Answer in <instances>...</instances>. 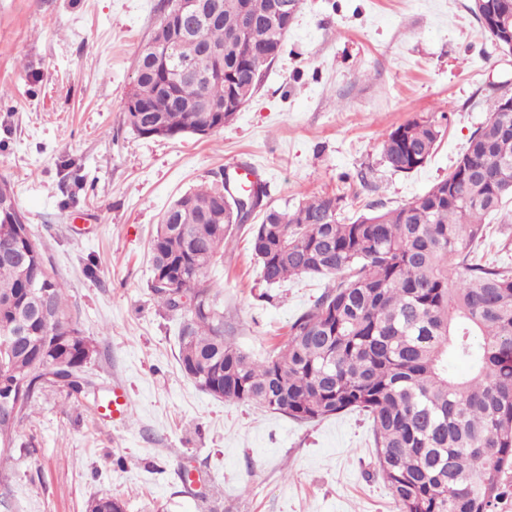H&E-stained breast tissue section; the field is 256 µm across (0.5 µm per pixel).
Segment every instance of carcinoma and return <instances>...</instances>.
<instances>
[{"instance_id": "obj_1", "label": "carcinoma", "mask_w": 512, "mask_h": 512, "mask_svg": "<svg viewBox=\"0 0 512 512\" xmlns=\"http://www.w3.org/2000/svg\"><path fill=\"white\" fill-rule=\"evenodd\" d=\"M279 0H206V15L175 56L211 71L210 79H179L163 87L154 61L140 55L136 87L144 110L126 113L134 132L160 125L157 136L193 133L202 99L224 102L227 82L242 92L225 109L230 122L256 93L263 68L280 54L288 31ZM224 49L198 58L200 42ZM448 172L412 201L338 219L341 198L310 197L291 211L268 208L253 228L261 280L273 287L291 277L328 280L314 304L290 325L279 351L257 362L224 334V310L207 271L234 227L250 213L224 201V184L200 186L162 215L151 242L150 285L168 311L183 296L194 302L179 333V364L203 392L226 402L256 404L291 420L320 422L358 410L372 423L381 478L398 512H496L502 477L512 473V269L481 262L474 247L485 216L512 197V112L500 97ZM442 136L431 120L412 119L381 143L395 172L423 167ZM24 262L0 257V340L20 321L45 339L0 348V382L29 386L21 408L49 386L79 396L92 384L94 353L34 237L16 244ZM35 277L68 320L61 343L35 318L27 284ZM469 365L448 373V355ZM12 420H0V468L15 443Z\"/></svg>"}]
</instances>
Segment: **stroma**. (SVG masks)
Masks as SVG:
<instances>
[{
    "label": "stroma",
    "mask_w": 512,
    "mask_h": 512,
    "mask_svg": "<svg viewBox=\"0 0 512 512\" xmlns=\"http://www.w3.org/2000/svg\"><path fill=\"white\" fill-rule=\"evenodd\" d=\"M161 0H0V181L10 182L96 348L91 392L46 389L15 431L24 452L0 469L11 512H396L369 420L349 411L299 423L197 388L178 362L183 313L158 306L149 243L181 194L257 163L266 203L343 196L342 217L412 201L447 176L512 92V55L481 32L473 0H299L280 56L254 98L199 137L145 138L125 118L137 58ZM423 118L442 128L426 165L392 171L381 141ZM260 214L208 275L224 321L254 359L273 354L323 292L305 276L268 288L251 251ZM482 260L512 268V200L487 219ZM122 388L130 417L99 419Z\"/></svg>",
    "instance_id": "1"
}]
</instances>
